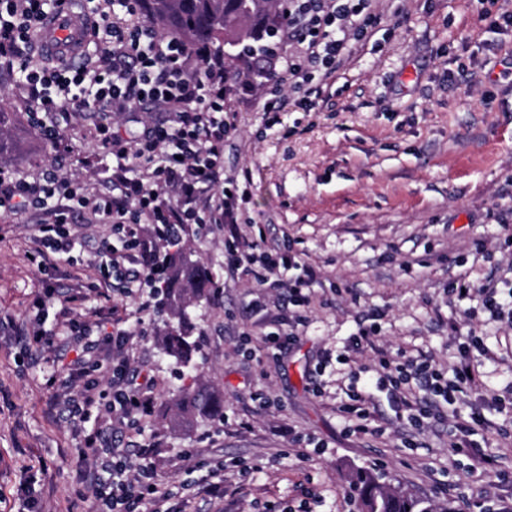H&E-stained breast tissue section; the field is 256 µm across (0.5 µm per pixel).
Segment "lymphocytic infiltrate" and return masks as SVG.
<instances>
[{
  "label": "lymphocytic infiltrate",
  "instance_id": "obj_1",
  "mask_svg": "<svg viewBox=\"0 0 512 512\" xmlns=\"http://www.w3.org/2000/svg\"><path fill=\"white\" fill-rule=\"evenodd\" d=\"M62 0H0V69L18 78L35 114V125L50 141H58L53 115L57 112H121L140 103L160 108L165 118L144 129L134 140L112 135L109 125H99L100 149L112 158V194L78 190L68 178L48 169L33 182L15 177L0 167V213L30 209L47 214L36 225L37 267L42 273L58 270L75 248L92 249L100 256L94 286L108 296L113 282L125 286L152 285L162 272L158 252L163 228L168 224H220L224 227V262L230 276L252 277L261 288L285 287L293 304L310 300L316 272L295 259L276 258L263 239L243 235L235 196L222 191L224 182V135L235 126L231 97L249 94L258 79L247 73L237 84L224 76V55L208 48L190 50L177 38L162 35L143 25H127L123 19L138 14L139 0H100L94 13V54L78 66L48 68L32 57L30 33ZM288 23L281 30L284 41L298 44L288 60L271 61L268 79L276 87L297 93V106L316 110L324 88L349 59L351 43L374 33L376 17L370 0H288ZM89 214L92 229L77 235L69 224L74 210ZM109 225L110 235L95 227ZM126 240L123 250L112 247L113 235ZM450 294L478 296L481 310L490 319L512 323V302H500L493 281L476 283L468 277L455 279ZM40 307H52L58 323L67 331L75 358L67 364L69 378L96 367V354L112 348L128 354L137 337L134 326L121 317L111 323L81 324L70 300L57 299L54 289L38 298ZM478 338L467 333L458 349L463 358L453 376L425 358L390 357L379 352L375 385L387 390L397 405V416L421 429L427 416L413 390L429 400L447 404L461 401L477 388L479 380L468 361ZM360 373L349 375L346 401L341 405L351 435H378L366 396L359 392ZM64 406L73 423L84 422L91 411L102 412L105 424L84 437V448L94 456L92 469L81 480L92 493L90 512H176L173 492L154 480L150 464L153 444L139 445L143 466L131 470L124 452L115 450L112 431L131 419L149 415L153 407L152 382L128 365L113 368L108 390L97 383L85 384L78 396ZM481 406L470 408L449 432L456 452L474 456L483 466L497 463L496 456L477 451L471 437L475 430H494Z\"/></svg>",
  "mask_w": 512,
  "mask_h": 512
}]
</instances>
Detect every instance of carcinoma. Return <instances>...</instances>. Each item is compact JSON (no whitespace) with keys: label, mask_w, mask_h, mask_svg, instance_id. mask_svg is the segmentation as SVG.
Returning <instances> with one entry per match:
<instances>
[{"label":"carcinoma","mask_w":512,"mask_h":512,"mask_svg":"<svg viewBox=\"0 0 512 512\" xmlns=\"http://www.w3.org/2000/svg\"><path fill=\"white\" fill-rule=\"evenodd\" d=\"M280 7L281 0H142L141 14L186 46L208 44L224 49V70L237 79L242 73L239 65L246 64L249 57L258 58V52L264 50L262 41L283 25ZM161 265L168 271L163 288L166 304L178 319L165 338L163 353L175 364L188 366L199 352L188 308L208 298L213 274L178 250L166 254ZM179 404L192 418L211 420L224 414L221 401L200 388L182 392ZM353 491L360 512H434L432 504L420 498L383 492L378 477L369 471L356 472Z\"/></svg>","instance_id":"carcinoma-1"}]
</instances>
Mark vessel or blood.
Returning a JSON list of instances; mask_svg holds the SVG:
<instances>
[{"instance_id":"b4317fda","label":"vessel or blood","mask_w":512,"mask_h":512,"mask_svg":"<svg viewBox=\"0 0 512 512\" xmlns=\"http://www.w3.org/2000/svg\"><path fill=\"white\" fill-rule=\"evenodd\" d=\"M32 41L47 61L76 66L91 41V22L88 17L73 12L70 0H65L58 10L42 20Z\"/></svg>"}]
</instances>
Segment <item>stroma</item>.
Masks as SVG:
<instances>
[{
  "instance_id": "obj_1",
  "label": "stroma",
  "mask_w": 512,
  "mask_h": 512,
  "mask_svg": "<svg viewBox=\"0 0 512 512\" xmlns=\"http://www.w3.org/2000/svg\"><path fill=\"white\" fill-rule=\"evenodd\" d=\"M512 9V0H372L380 23L352 53L312 112L274 84L233 98L234 131L224 141V175L248 177L244 233L313 267L309 308L288 301L284 288L256 287L251 277L224 271V232L188 224L182 246L211 269L217 292L197 307L200 350L192 368L162 352L170 313L147 307L149 288L119 296L121 314L142 334L130 361L153 382V411L136 418L119 445L154 440L157 478L198 487L223 461L224 506L208 496L186 512H358L352 480L371 471L387 488L423 497L440 512H470L467 497L488 492L512 502L498 469L479 468L448 446L453 420L467 403L444 406L418 447L402 440L411 429L396 418L387 391L370 388L368 408L380 436L344 432L338 406L349 372L376 364L375 350L348 351L358 325L379 311L377 348L406 350L437 367L457 365V331H473L496 354L479 368L474 399L506 394L512 382V325L481 314L448 293L458 274L471 281L512 280V28L489 29L485 11ZM0 165L37 180L56 166L87 189L112 173L95 128L131 139L162 120L159 112H84L62 125L69 152L56 151L29 116L26 93L0 74ZM43 212L0 216V512H23L25 490L43 512H88L83 430L65 409L49 410L52 392L68 379L69 348L53 316L41 323L52 345L28 347L15 326L33 319L45 286L28 242ZM298 322L297 340L282 355L261 336ZM348 353L314 394V368L324 353ZM224 404L223 417L185 418L176 405L186 385ZM271 399L261 408L257 395ZM326 447L313 451L309 442Z\"/></svg>"
}]
</instances>
